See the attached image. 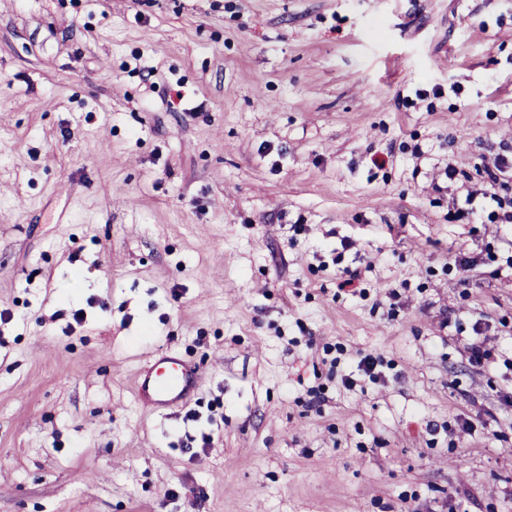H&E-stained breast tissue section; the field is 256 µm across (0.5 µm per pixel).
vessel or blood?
I'll return each mask as SVG.
<instances>
[{
	"label": "vessel or blood",
	"instance_id": "1",
	"mask_svg": "<svg viewBox=\"0 0 512 512\" xmlns=\"http://www.w3.org/2000/svg\"><path fill=\"white\" fill-rule=\"evenodd\" d=\"M202 383L203 375L198 367L175 356L161 355L138 373L135 396L141 404L161 411L186 404Z\"/></svg>",
	"mask_w": 512,
	"mask_h": 512
}]
</instances>
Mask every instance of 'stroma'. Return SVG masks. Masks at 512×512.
I'll list each match as a JSON object with an SVG mask.
<instances>
[{
  "mask_svg": "<svg viewBox=\"0 0 512 512\" xmlns=\"http://www.w3.org/2000/svg\"><path fill=\"white\" fill-rule=\"evenodd\" d=\"M499 155L512 0H0V512H512ZM493 168L494 170L487 168L492 184H490V187L482 193L483 198L489 199L496 204V208L499 211H503L502 217L500 218L503 224H512V200H504L498 197L495 188L493 187V185L499 182L500 179L511 178L512 159L510 158L509 160L508 158L499 155L494 158ZM507 208H509L510 211L506 210ZM203 379L201 370L195 365L179 357L161 355L138 373L135 396L141 404L161 411L186 404Z\"/></svg>",
  "mask_w": 512,
  "mask_h": 512,
  "instance_id": "obj_1",
  "label": "stroma"
}]
</instances>
